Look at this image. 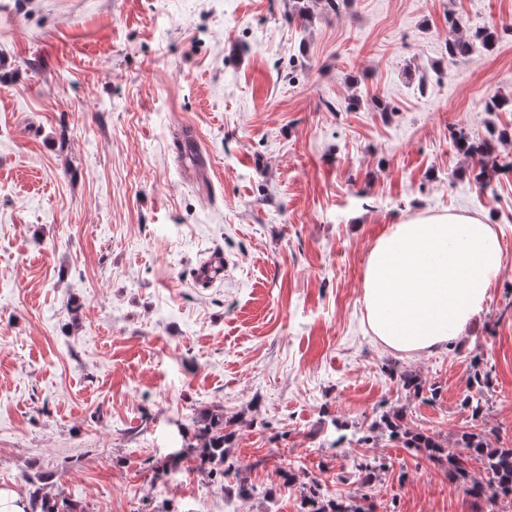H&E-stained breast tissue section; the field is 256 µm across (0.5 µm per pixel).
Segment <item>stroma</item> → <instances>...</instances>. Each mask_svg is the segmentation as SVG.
<instances>
[{
  "label": "stroma",
  "mask_w": 512,
  "mask_h": 512,
  "mask_svg": "<svg viewBox=\"0 0 512 512\" xmlns=\"http://www.w3.org/2000/svg\"><path fill=\"white\" fill-rule=\"evenodd\" d=\"M294 5L0 0V489L73 512H300L311 481L355 492L359 462L373 512H498L386 437L332 442L398 408L458 452L478 369L476 424L512 447V173L483 192L448 135L503 131L512 155V109L483 107L512 99V35L445 51L449 16L512 28V0ZM188 132L199 158L176 150ZM450 212L490 216L501 273L459 339L394 351L367 325L369 251ZM211 410L253 495L182 454ZM489 387V378L481 370H475L470 379L468 393L463 399V408L469 412L472 421L478 422L487 411L485 389Z\"/></svg>",
  "instance_id": "obj_1"
}]
</instances>
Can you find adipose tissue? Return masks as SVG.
<instances>
[{"label": "adipose tissue", "instance_id": "1", "mask_svg": "<svg viewBox=\"0 0 512 512\" xmlns=\"http://www.w3.org/2000/svg\"><path fill=\"white\" fill-rule=\"evenodd\" d=\"M501 268L487 216H410L369 251L362 301L370 328L400 352L441 348L482 311Z\"/></svg>", "mask_w": 512, "mask_h": 512}]
</instances>
